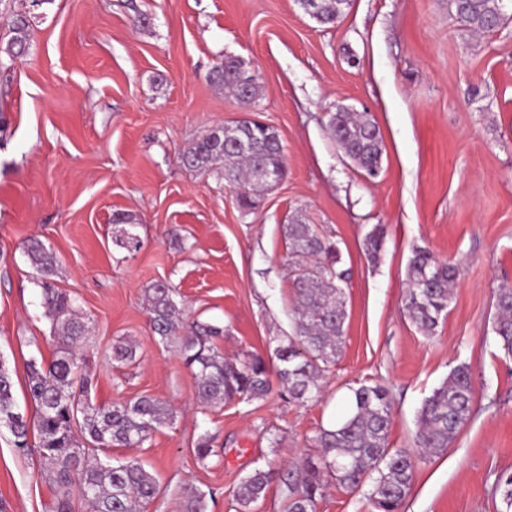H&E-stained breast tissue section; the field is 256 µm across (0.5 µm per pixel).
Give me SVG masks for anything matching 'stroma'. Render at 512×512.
<instances>
[{"mask_svg":"<svg viewBox=\"0 0 512 512\" xmlns=\"http://www.w3.org/2000/svg\"><path fill=\"white\" fill-rule=\"evenodd\" d=\"M14 12L32 30L28 54L0 70V358L20 407H31L28 361L57 348L24 253L36 237L88 321L94 401L149 395L175 413L143 447L97 452L138 457L155 477L140 512H181L208 490L207 512H245L236 488L257 467L272 476L246 512H285L286 472L314 453L352 388H389V446L409 448L422 401L462 362L471 417L446 450L417 460L400 512H506L496 484L512 473V355L492 326L497 292L512 285V23L472 35L448 0H351L329 26L296 0H0L1 46ZM228 57L251 63L256 103L210 83ZM342 106L379 126V176L332 138L328 115ZM243 118L272 126L287 158L286 178L248 212L224 179L181 162L208 130ZM120 217L141 239L136 253L112 241ZM298 220L336 240L350 273L322 397L200 406L193 376L151 330L148 288L169 283L187 320L222 327L225 356L276 367L295 298L285 228ZM378 224L373 260L365 239ZM417 246L462 269L430 337L405 306ZM117 342L133 345L132 362L112 363ZM204 432L214 454L202 465ZM57 497L39 456L0 429V512H53Z\"/></svg>","mask_w":512,"mask_h":512,"instance_id":"1","label":"stroma"}]
</instances>
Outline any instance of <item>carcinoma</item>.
<instances>
[{"label": "carcinoma", "mask_w": 512, "mask_h": 512, "mask_svg": "<svg viewBox=\"0 0 512 512\" xmlns=\"http://www.w3.org/2000/svg\"><path fill=\"white\" fill-rule=\"evenodd\" d=\"M455 16L473 33H486L500 15L504 0H449ZM348 0H322L318 23L333 24ZM30 21L22 13L14 16L12 36L0 53L12 62L29 50ZM212 84L243 103L260 97L259 85L247 95L238 84L237 60L228 57L209 74ZM333 139L343 152L360 158L364 172L380 169L384 142L378 125L366 113L332 112L328 120ZM184 165L215 174L237 185L239 204L255 206V194L269 188L265 173L286 169L278 134L271 127L239 122L233 130L214 128L181 156ZM134 225L116 230L114 243L128 252L140 248ZM288 261L296 269L293 282L296 304L293 328L280 339L276 355L277 395L284 401L304 404L322 396L329 365L335 363L344 337L345 309L341 284L348 271L340 268L336 241L321 235L315 225L296 221L287 225ZM384 227H373L367 235L369 256L378 257ZM26 255L40 275L46 315L52 321L58 349L44 362L36 357L27 364V391L35 408V422L28 421L13 395L9 369L0 360V428L13 437L17 451L31 449V429L37 430L38 454L51 465L48 479L60 493L55 512H72L69 489L78 483L90 512H137L156 493L154 477L137 458L116 463H91L89 448L143 445L158 426L173 419V412L160 400L142 395L112 404H96L90 392L92 380L78 375L84 363L83 343L88 327L69 294L51 282L57 260L36 238L26 244ZM460 276L457 265L438 259L429 249L416 247L407 264L406 310L416 328L426 336L435 334L447 314L451 286ZM149 319L159 342L178 352L196 383L199 402L221 405L263 398L272 391L269 368L259 354L227 359L216 343L223 329L200 322H187L176 300L175 289L157 282L148 293ZM493 331L505 354L512 355V286L499 288ZM473 402L470 368L453 367L448 376L427 396L416 414L415 447L427 455L448 448L470 417ZM78 420L81 436L73 431ZM392 417L391 396L380 384H362L352 389L349 412L329 427L321 428L314 443L317 451L303 459L288 476L287 512H316L329 479L355 490L373 478L368 498L374 512H400L413 478L414 459L406 449L389 448ZM213 438L200 435L194 453L199 463L213 455ZM270 472L256 468L240 483L239 504L247 507L265 497Z\"/></svg>", "instance_id": "obj_1"}]
</instances>
